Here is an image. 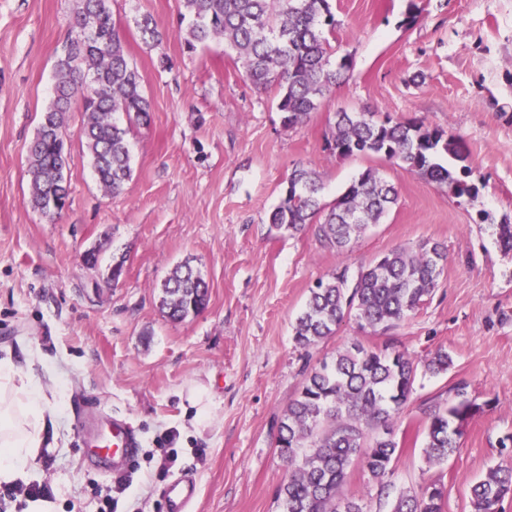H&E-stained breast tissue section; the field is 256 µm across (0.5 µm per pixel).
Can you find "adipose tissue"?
I'll use <instances>...</instances> for the list:
<instances>
[{
    "label": "adipose tissue",
    "instance_id": "obj_1",
    "mask_svg": "<svg viewBox=\"0 0 512 512\" xmlns=\"http://www.w3.org/2000/svg\"><path fill=\"white\" fill-rule=\"evenodd\" d=\"M44 393L32 373L0 358V482L26 479L44 443Z\"/></svg>",
    "mask_w": 512,
    "mask_h": 512
}]
</instances>
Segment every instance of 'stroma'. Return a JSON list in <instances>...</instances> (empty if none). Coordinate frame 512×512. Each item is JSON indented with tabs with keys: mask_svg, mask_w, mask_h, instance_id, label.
Instances as JSON below:
<instances>
[{
	"mask_svg": "<svg viewBox=\"0 0 512 512\" xmlns=\"http://www.w3.org/2000/svg\"><path fill=\"white\" fill-rule=\"evenodd\" d=\"M331 6V44L350 55L352 70L309 122L288 129L275 89H255L223 41L187 51L179 0H110L151 121L129 135L131 177L109 194L82 145L74 97L63 136L69 203L48 218L30 203L27 148L77 0H0V357L29 365L53 414L28 481L50 486L55 512H99L114 494L112 474L84 463L78 436L115 417L140 441L115 512H169L162 490L182 474L197 487L192 512H281L276 490L288 465L276 440L289 401L337 351L383 342L349 319L317 346L297 347L293 324L310 288L339 269L356 278L373 259L424 240L444 244V271L391 336L418 359L446 348L454 364L416 384L389 495L357 466L344 492L390 512L392 495L438 481L444 512H470V485L512 458L498 444L512 433V254L496 242L497 224L512 218V0ZM145 15L160 41L141 40L136 21ZM340 110L421 120L462 139L477 200L394 163L333 154L326 132ZM298 165L316 171L324 202L371 166L395 185L398 202L343 254L316 225L273 230L269 213ZM94 248L99 262L86 266ZM118 261L115 284L108 273ZM184 261L201 271L209 300L173 323L159 309L160 284ZM460 383L495 405L469 423L447 463L427 464L423 410ZM193 393L204 406L198 422ZM170 432L178 457L165 468Z\"/></svg>",
	"mask_w": 512,
	"mask_h": 512,
	"instance_id": "1",
	"label": "stroma"
}]
</instances>
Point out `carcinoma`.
I'll return each instance as SVG.
<instances>
[{
	"label": "carcinoma",
	"instance_id": "carcinoma-1",
	"mask_svg": "<svg viewBox=\"0 0 512 512\" xmlns=\"http://www.w3.org/2000/svg\"><path fill=\"white\" fill-rule=\"evenodd\" d=\"M109 0H79L71 22L74 35L54 64L52 100L42 113L28 147L29 193L33 208L46 216L65 209L69 186L62 133L71 99L83 97L81 138L101 188L122 189L131 177L127 137L149 120L150 102L141 77L130 64L125 41L112 19ZM187 28L179 33L188 49L222 39L241 62L254 86L276 88L283 124L295 127L317 111L336 85L348 78L350 56L331 64L329 36L336 19L329 0H180ZM127 116V126L113 119ZM330 149L338 156H368L416 172L457 196L478 198L479 189L465 180L468 155L461 142L420 121L397 122L375 112H336ZM442 154L452 163L439 161ZM315 171L295 167L269 223L299 233L318 225L322 239L339 253L349 251L366 230L382 223L396 204L395 187L367 168L330 205L320 198ZM497 242L512 253V223L496 225ZM447 259L445 247L430 240L416 249H395L362 268L353 284L344 272L319 280L310 289L294 325L302 349L336 334L349 318L358 327L385 334L413 315L434 291ZM209 285L185 262L160 285L159 309L180 322L202 312ZM453 358L439 348L423 361L387 343L378 349L356 341L336 351L329 362L311 371L298 395L289 401L280 422L277 448L291 471L278 487L282 512H368L359 498L344 494L352 465H359L380 491L401 453L397 424L413 394L418 376L448 371ZM455 388L453 399L426 410L423 457L430 465L448 461L461 446L471 420L492 408ZM512 494V463L490 469L470 488L471 512H501ZM444 485L431 483L399 492L392 512H443Z\"/></svg>",
	"mask_w": 512,
	"mask_h": 512
}]
</instances>
